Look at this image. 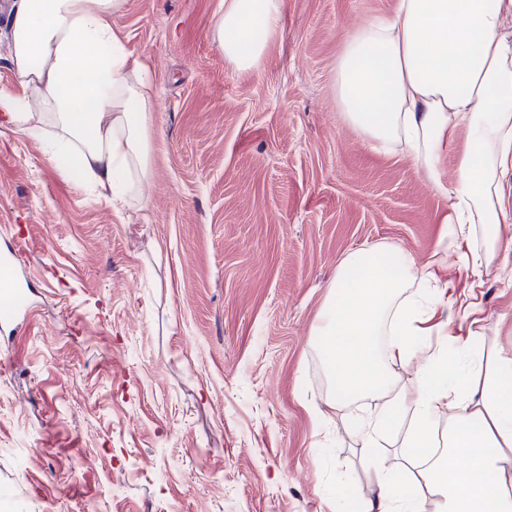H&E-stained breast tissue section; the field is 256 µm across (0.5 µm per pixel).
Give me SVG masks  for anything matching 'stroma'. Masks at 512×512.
Segmentation results:
<instances>
[{
  "label": "stroma",
  "instance_id": "1",
  "mask_svg": "<svg viewBox=\"0 0 512 512\" xmlns=\"http://www.w3.org/2000/svg\"><path fill=\"white\" fill-rule=\"evenodd\" d=\"M394 0H284L259 69L224 58V0H126L149 64L145 207L115 211L0 125V245L27 317L0 332V512H327L374 488L362 400L319 422L312 330L349 253L426 261L450 205L380 151L334 90L346 36ZM512 341V268L452 276Z\"/></svg>",
  "mask_w": 512,
  "mask_h": 512
}]
</instances>
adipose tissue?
Segmentation results:
<instances>
[{
  "label": "adipose tissue",
  "instance_id": "ef3b65f1",
  "mask_svg": "<svg viewBox=\"0 0 512 512\" xmlns=\"http://www.w3.org/2000/svg\"><path fill=\"white\" fill-rule=\"evenodd\" d=\"M283 0H224V57L260 66L281 32ZM125 0H18L12 23L16 91H0V117L39 139L74 185L115 206L143 202L153 143L145 62L112 28ZM512 0H396L392 13L349 34L336 62V98L348 122L398 151L450 199L437 249L425 264L400 248L378 259L346 256L314 334L331 382L330 410L373 397L357 420L375 488L361 512H512V346L482 354L477 321L452 327L442 312L450 269L481 277L512 264V213L497 200L496 172L512 168ZM40 110L48 128L32 125ZM467 144L452 184L441 155L459 132ZM484 246H476L477 237ZM416 361L415 391L394 375ZM402 421L395 483L376 449Z\"/></svg>",
  "mask_w": 512,
  "mask_h": 512
}]
</instances>
